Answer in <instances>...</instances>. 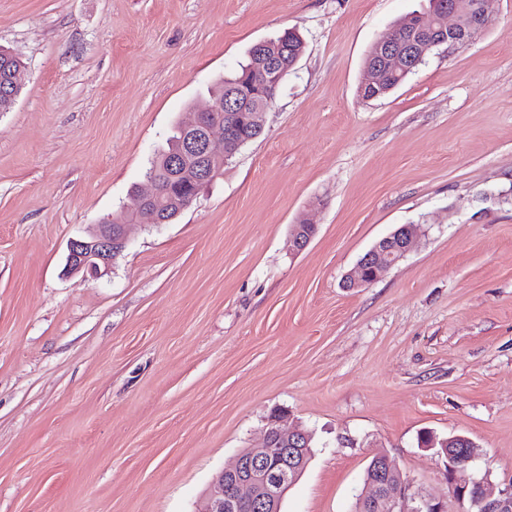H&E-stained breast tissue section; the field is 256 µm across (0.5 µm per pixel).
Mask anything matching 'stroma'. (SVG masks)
<instances>
[{
  "instance_id": "1",
  "label": "stroma",
  "mask_w": 512,
  "mask_h": 512,
  "mask_svg": "<svg viewBox=\"0 0 512 512\" xmlns=\"http://www.w3.org/2000/svg\"><path fill=\"white\" fill-rule=\"evenodd\" d=\"M426 6L0 0L27 66L0 112V512H197L276 408L314 436L281 512H352L379 452L447 498L424 431L512 482V0L361 100L373 43ZM288 28L306 49L262 134L97 279L68 272L69 241L132 207L176 123ZM403 224L407 256L343 288Z\"/></svg>"
}]
</instances>
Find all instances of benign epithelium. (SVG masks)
<instances>
[{
    "instance_id": "1",
    "label": "benign epithelium",
    "mask_w": 512,
    "mask_h": 512,
    "mask_svg": "<svg viewBox=\"0 0 512 512\" xmlns=\"http://www.w3.org/2000/svg\"><path fill=\"white\" fill-rule=\"evenodd\" d=\"M431 14L432 20L428 23L417 14L410 16L373 44V59L365 65L366 78L360 90L381 85L389 73L406 77L434 49L443 45L463 46L490 21L485 0H441ZM405 31L412 37L410 43L402 45L399 35ZM282 53V49L264 42L254 58V67L263 72L274 90L285 78V72L278 65ZM222 109L224 106L211 98L204 108L182 122L194 136L188 140V151L172 161L177 166L189 159L201 164L203 171L198 182L203 185L221 175L224 164L240 145L232 117L207 121V116ZM148 183L150 190L137 195L134 207L126 211L123 220L106 219L97 225L90 238L70 241L69 270L84 271L94 278L124 249L127 225L166 223L153 209L162 188L152 179ZM416 237L417 225L404 224L377 241L344 278L343 287L362 288L377 280L382 271L409 253ZM311 240L312 237L306 236V225H292L290 242L295 250L305 249ZM287 420L286 413L267 419L260 445L239 453L234 463L216 477L199 512H280L284 494L299 478L310 455L311 434L297 424L286 425ZM466 441L468 438L464 436L440 440V453L446 458L448 497L456 502H470L479 507V512H512V484L494 497L487 490L488 477L478 480L460 477L474 458V445L462 448L459 455L448 446ZM372 468L376 469L377 476L366 478L367 492L357 499V512H405L403 502L408 498L416 502L411 512H448V504L421 490L412 491V482L387 455L374 456Z\"/></svg>"
}]
</instances>
